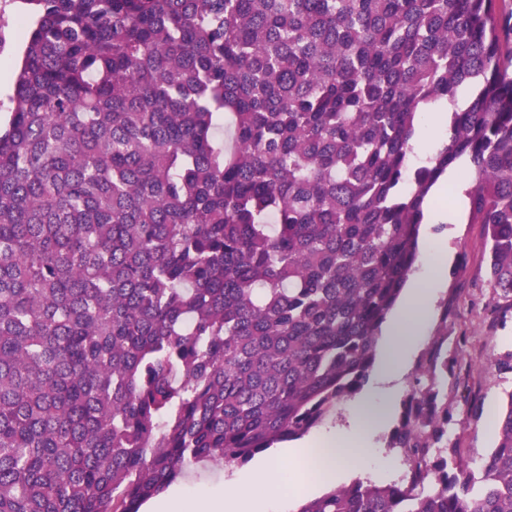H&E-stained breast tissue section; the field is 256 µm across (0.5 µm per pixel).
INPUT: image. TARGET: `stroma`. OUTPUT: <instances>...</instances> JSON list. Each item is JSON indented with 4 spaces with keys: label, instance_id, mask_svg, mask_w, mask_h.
<instances>
[{
    "label": "stroma",
    "instance_id": "35a3bbf8",
    "mask_svg": "<svg viewBox=\"0 0 512 512\" xmlns=\"http://www.w3.org/2000/svg\"><path fill=\"white\" fill-rule=\"evenodd\" d=\"M29 28L30 19L18 0H0V65L7 68L0 75L2 120L9 115ZM430 231L452 234L448 275L429 332L392 401L391 419L379 440L388 444L415 390L434 388L448 404V443L467 461L470 478L478 484L483 479V462L498 442L492 419L512 392V371L493 364L500 354L512 350V306L486 274L483 225L466 216L457 224L431 226ZM432 352L447 366L427 378L421 369Z\"/></svg>",
    "mask_w": 512,
    "mask_h": 512
}]
</instances>
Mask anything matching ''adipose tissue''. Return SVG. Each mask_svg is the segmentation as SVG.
<instances>
[{
    "label": "adipose tissue",
    "instance_id": "adipose-tissue-1",
    "mask_svg": "<svg viewBox=\"0 0 512 512\" xmlns=\"http://www.w3.org/2000/svg\"><path fill=\"white\" fill-rule=\"evenodd\" d=\"M447 261L446 246L429 243L419 272L410 279L382 328L374 366V392L380 403L362 400L352 404L343 421L257 461L249 471L233 474L221 492L190 500L175 495L154 502L149 512H288L292 497L281 491L277 475L283 466L295 464L313 449L320 453L319 468L300 486L303 495L339 484L358 472L368 457L379 473L398 471L397 460L384 453L377 437L386 421V405L396 395L428 330Z\"/></svg>",
    "mask_w": 512,
    "mask_h": 512
}]
</instances>
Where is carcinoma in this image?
<instances>
[{
  "label": "carcinoma",
  "instance_id": "1",
  "mask_svg": "<svg viewBox=\"0 0 512 512\" xmlns=\"http://www.w3.org/2000/svg\"><path fill=\"white\" fill-rule=\"evenodd\" d=\"M0 134V512H140L356 395L460 161L512 299V0H23ZM469 88L444 144L420 116ZM228 126L229 139L218 135ZM412 400L406 484L298 512H512V393L473 488Z\"/></svg>",
  "mask_w": 512,
  "mask_h": 512
}]
</instances>
